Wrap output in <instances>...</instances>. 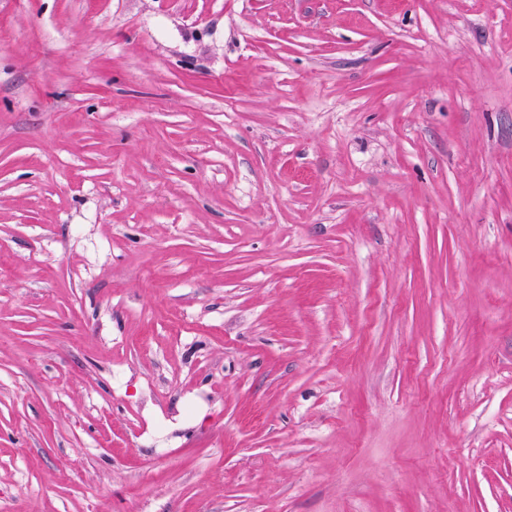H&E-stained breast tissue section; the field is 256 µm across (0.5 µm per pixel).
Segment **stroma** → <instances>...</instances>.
Listing matches in <instances>:
<instances>
[{
  "mask_svg": "<svg viewBox=\"0 0 512 512\" xmlns=\"http://www.w3.org/2000/svg\"><path fill=\"white\" fill-rule=\"evenodd\" d=\"M0 512H512V0H0Z\"/></svg>",
  "mask_w": 512,
  "mask_h": 512,
  "instance_id": "1",
  "label": "stroma"
}]
</instances>
